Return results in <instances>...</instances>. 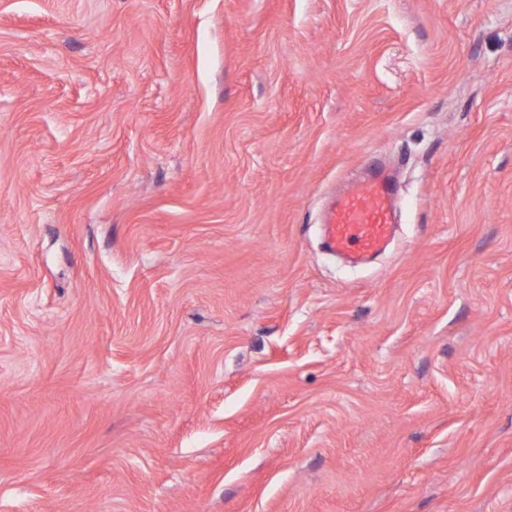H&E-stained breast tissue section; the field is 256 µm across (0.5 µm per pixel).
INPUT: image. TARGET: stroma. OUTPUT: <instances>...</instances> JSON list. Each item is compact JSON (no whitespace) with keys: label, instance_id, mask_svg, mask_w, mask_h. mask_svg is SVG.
<instances>
[{"label":"stroma","instance_id":"35a3bbf8","mask_svg":"<svg viewBox=\"0 0 512 512\" xmlns=\"http://www.w3.org/2000/svg\"><path fill=\"white\" fill-rule=\"evenodd\" d=\"M0 512H512V0H0ZM395 173L374 169L349 182L322 224L326 248L358 267L385 249L394 232Z\"/></svg>","mask_w":512,"mask_h":512}]
</instances>
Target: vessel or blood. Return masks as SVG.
<instances>
[{"label": "vessel or blood", "instance_id": "vessel-or-blood-1", "mask_svg": "<svg viewBox=\"0 0 512 512\" xmlns=\"http://www.w3.org/2000/svg\"><path fill=\"white\" fill-rule=\"evenodd\" d=\"M395 174L375 169L349 182L322 226L326 248L358 267L385 249L394 232Z\"/></svg>", "mask_w": 512, "mask_h": 512}]
</instances>
